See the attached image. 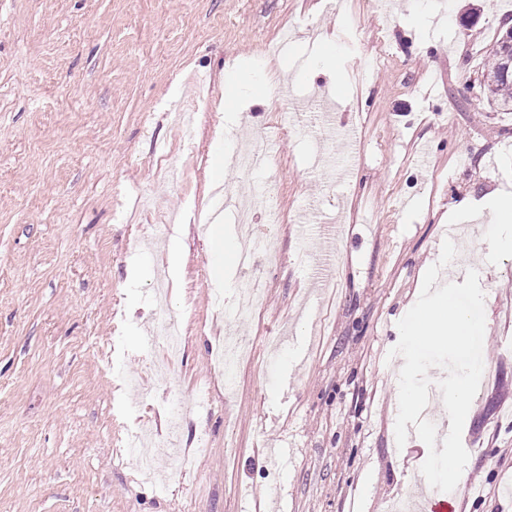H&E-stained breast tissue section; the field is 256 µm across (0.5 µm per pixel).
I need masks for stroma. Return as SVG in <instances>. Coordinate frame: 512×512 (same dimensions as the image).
Instances as JSON below:
<instances>
[{"label": "stroma", "instance_id": "1", "mask_svg": "<svg viewBox=\"0 0 512 512\" xmlns=\"http://www.w3.org/2000/svg\"><path fill=\"white\" fill-rule=\"evenodd\" d=\"M373 2L0 0V512H383L428 456L396 444L387 354L454 222L488 373L455 508L512 512V252L452 216L512 192V111L481 87L512 0H394L388 21ZM243 65L325 100L333 130L275 93L227 100ZM263 131L271 169L213 196V149ZM242 202L278 257L252 315L234 310L249 271L214 280L189 221L240 235ZM163 316L184 330L171 365L144 341ZM220 335L250 350L230 388Z\"/></svg>", "mask_w": 512, "mask_h": 512}]
</instances>
